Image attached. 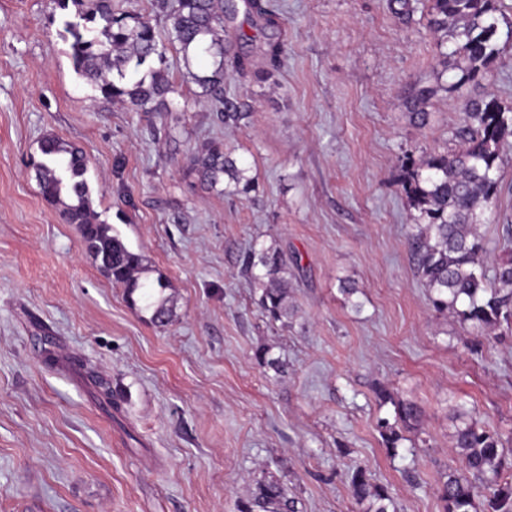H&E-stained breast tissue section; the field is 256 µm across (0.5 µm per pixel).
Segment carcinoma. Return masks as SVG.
I'll return each mask as SVG.
<instances>
[{"instance_id":"carcinoma-1","label":"carcinoma","mask_w":512,"mask_h":512,"mask_svg":"<svg viewBox=\"0 0 512 512\" xmlns=\"http://www.w3.org/2000/svg\"><path fill=\"white\" fill-rule=\"evenodd\" d=\"M59 8L74 6L62 22L60 36L69 44L76 71L107 100L129 103L140 112L170 111V82L153 60L165 62L150 19L116 7L112 0H57ZM395 13L421 11L426 28L436 41L439 75L450 81L434 86H412L406 96L412 120L424 125L428 106L438 93L455 94L480 84L491 72L501 52L497 0H396ZM171 20L172 42L178 44L185 66L197 61L202 74L188 75L202 93L224 104V66L240 76L249 73L248 56L224 61V23L237 12L233 0H156ZM249 15L265 32L261 55L272 70L281 67L285 42L281 18L271 0H246ZM464 117L451 131L455 147L435 148L416 160L404 162L401 181L411 208L415 232L409 247L417 274L430 291L438 311H449L480 336L490 335L502 324L512 323V251L501 258L493 279L483 269L481 226L493 213L500 192L503 149L512 145V109L492 96L467 98ZM41 160L34 164L43 198L60 209L62 219L78 226L86 250L99 271L122 285L131 303L141 301L151 321L166 324L172 309L164 298H154L153 285L141 281L147 270L145 256L131 250L112 226L98 221L86 179L87 158L64 140L47 135L39 143ZM189 167L210 189L224 178L234 192L248 193L252 181L224 146L210 142L194 152ZM287 265L282 255L269 249H251L244 270L261 286L259 304L274 320L288 313V289L284 288ZM398 421L407 426L419 418L417 406L397 404ZM454 447L464 461L460 472H450L439 488L444 512H512V482L501 481L506 466L497 433L466 423L453 436ZM355 500L368 503L367 512H388L387 490L373 484L365 470L350 474ZM238 512H295L275 481L261 480L238 504Z\"/></svg>"}]
</instances>
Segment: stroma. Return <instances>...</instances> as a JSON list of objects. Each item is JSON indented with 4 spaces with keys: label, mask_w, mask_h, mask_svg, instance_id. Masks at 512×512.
<instances>
[{
    "label": "stroma",
    "mask_w": 512,
    "mask_h": 512,
    "mask_svg": "<svg viewBox=\"0 0 512 512\" xmlns=\"http://www.w3.org/2000/svg\"><path fill=\"white\" fill-rule=\"evenodd\" d=\"M287 59L272 71L245 11L227 27L247 77L224 73V121L166 50L171 109L104 100L74 68L53 0H0V512H237L257 480L297 512H364L361 465L395 512H443L462 466L457 427L498 433L512 462V330L475 337L437 312L406 241V156L448 144L462 98L512 108V41L463 97L439 94L427 125L405 93L434 82L435 39L390 0H273ZM47 135L81 147L102 221L163 279L169 324L127 303L76 225L41 195ZM221 141L248 196L203 186L188 157ZM481 228L493 273L512 225V148ZM288 261L287 318L258 305L250 247ZM267 348L282 362L258 359ZM420 421L396 450L380 435L396 402Z\"/></svg>",
    "instance_id": "obj_1"
}]
</instances>
